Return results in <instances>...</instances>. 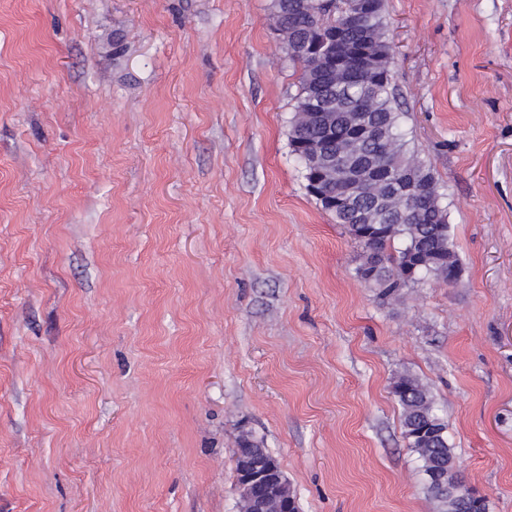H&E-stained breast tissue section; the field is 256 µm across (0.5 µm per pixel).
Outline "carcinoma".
I'll use <instances>...</instances> for the list:
<instances>
[{
  "instance_id": "obj_1",
  "label": "carcinoma",
  "mask_w": 512,
  "mask_h": 512,
  "mask_svg": "<svg viewBox=\"0 0 512 512\" xmlns=\"http://www.w3.org/2000/svg\"><path fill=\"white\" fill-rule=\"evenodd\" d=\"M345 6V0H271L279 22L300 40L322 38L329 27L343 25ZM367 41L382 51V71L388 79L381 80L382 71H372L354 83L340 74L323 82L320 95L334 130L324 160L336 156L339 180L358 191L353 207L332 215L366 248L360 267L379 257L381 267L370 287L385 300L430 278L448 280V266L458 263V258L450 243L447 210L441 205V186L401 130L402 112L393 84L392 45L382 2L364 26L345 33L348 47ZM288 58L300 65L295 112H303L318 75L299 46L290 45ZM352 114L369 118L379 129L377 138L350 145L346 124ZM324 132L325 127L316 121H291L290 146L296 159L302 160L301 143L320 139ZM392 394L402 409L408 448L417 455L423 472L446 474L456 460L448 444L447 422L436 413L428 387L418 378L402 374L393 382ZM425 489L442 506V512H460L456 496L448 488L427 482Z\"/></svg>"
}]
</instances>
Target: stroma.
I'll return each mask as SVG.
<instances>
[{
    "mask_svg": "<svg viewBox=\"0 0 512 512\" xmlns=\"http://www.w3.org/2000/svg\"><path fill=\"white\" fill-rule=\"evenodd\" d=\"M271 0H0V512H437L427 385L512 512V0H384L402 127L462 265L381 302L289 147ZM392 394L402 409L404 436L409 448L422 463L423 472L435 471L441 475L448 472L443 487L425 482L428 496L442 506L443 510L439 512H460L456 496L448 491V482L456 487L460 480L455 456L448 444V425L445 419L436 413L428 387L418 378L402 374L393 382ZM424 427L433 433L432 437L417 435ZM448 464L456 465L449 468ZM236 480L242 512H291L288 496H282V487L288 481L277 462L263 466L258 461L238 454Z\"/></svg>",
    "mask_w": 512,
    "mask_h": 512,
    "instance_id": "stroma-1",
    "label": "stroma"
}]
</instances>
